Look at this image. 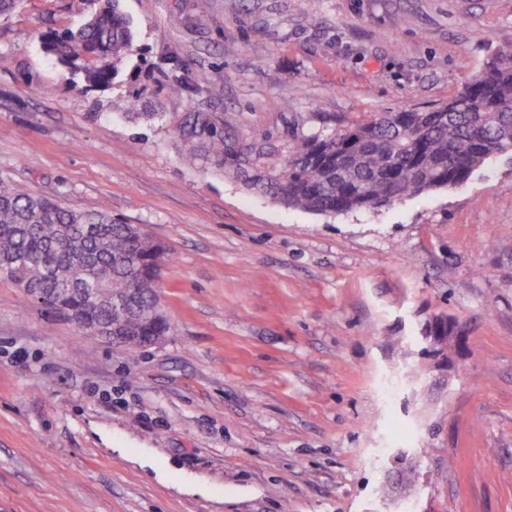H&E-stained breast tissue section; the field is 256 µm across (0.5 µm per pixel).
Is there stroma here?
Here are the masks:
<instances>
[{"label":"stroma","mask_w":512,"mask_h":512,"mask_svg":"<svg viewBox=\"0 0 512 512\" xmlns=\"http://www.w3.org/2000/svg\"><path fill=\"white\" fill-rule=\"evenodd\" d=\"M121 6L136 51L106 86L48 46L90 0L0 13V179L143 225L172 331L132 356L0 279V512H512V158L320 215L186 166L178 135L443 104L512 46V0Z\"/></svg>","instance_id":"stroma-1"}]
</instances>
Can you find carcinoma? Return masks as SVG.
<instances>
[{
	"label": "carcinoma",
	"instance_id": "1",
	"mask_svg": "<svg viewBox=\"0 0 512 512\" xmlns=\"http://www.w3.org/2000/svg\"><path fill=\"white\" fill-rule=\"evenodd\" d=\"M84 26L50 42L58 62L90 84L112 82L134 52L120 0H92ZM448 103L427 110L379 112L331 131L295 133L285 143L254 127L240 137L209 112L188 114L178 129L184 164L216 169L247 190L292 209L325 214L375 211L399 200L462 185L488 162L512 154V48L496 50ZM166 259L164 246L103 206L65 208L0 181V261L16 285L37 282L60 292L45 307L66 306L106 324H123L138 351L168 336L165 319L146 314L149 281ZM131 288L135 306L112 304Z\"/></svg>",
	"mask_w": 512,
	"mask_h": 512
}]
</instances>
